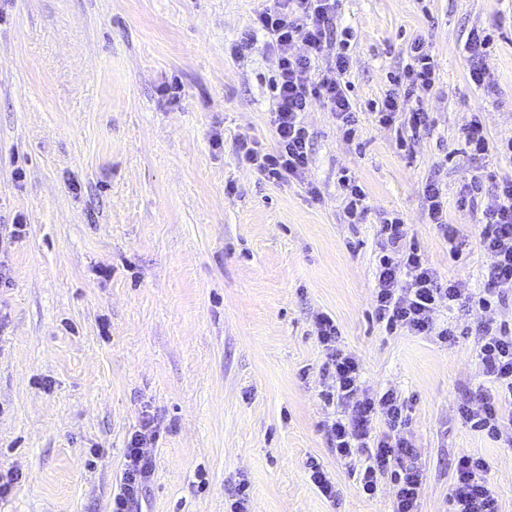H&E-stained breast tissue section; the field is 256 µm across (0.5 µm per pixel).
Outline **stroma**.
Returning a JSON list of instances; mask_svg holds the SVG:
<instances>
[{"label":"stroma","instance_id":"stroma-1","mask_svg":"<svg viewBox=\"0 0 512 512\" xmlns=\"http://www.w3.org/2000/svg\"><path fill=\"white\" fill-rule=\"evenodd\" d=\"M272 0H10L0 15V512H110L129 438L157 417L142 512H227L245 484L251 512H390L381 482L364 495L337 459L321 392L318 314L372 391L394 390L421 451V512H448L458 455L490 460L500 512H512V448L462 424L482 386L473 330L485 312L442 319L441 343L391 333L373 313L385 215L403 219L442 280L484 284L476 210L457 200L471 175L512 178V27L488 61L493 92L468 79L472 29L512 17V0H339L353 31L349 79L360 113L346 141L313 103L303 180L275 183L239 163L240 139L270 151L276 60L231 44ZM438 65L425 92L432 129L379 125L370 105L413 40ZM178 81L171 100L161 93ZM479 120L489 153L460 130ZM367 194L359 223L342 177ZM441 184L460 258L426 216ZM320 198H311L308 185ZM24 218L15 229V218ZM318 458L336 497L311 484Z\"/></svg>","mask_w":512,"mask_h":512}]
</instances>
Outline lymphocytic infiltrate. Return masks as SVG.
<instances>
[{
    "label": "lymphocytic infiltrate",
    "instance_id": "obj_1",
    "mask_svg": "<svg viewBox=\"0 0 512 512\" xmlns=\"http://www.w3.org/2000/svg\"><path fill=\"white\" fill-rule=\"evenodd\" d=\"M260 36L266 37L268 48L277 56L276 74L270 83L277 146L275 151L263 152L243 140L237 153L242 164L274 181L297 180L304 175L311 156L303 112L313 103H321L347 136L355 135L359 124L347 78L350 56L337 44L336 0H273L234 44L233 56H244ZM436 76V62L425 43L412 42L405 67L378 106V123L391 126L402 119L413 136L428 133L432 120L420 94L434 87ZM492 188L496 202L483 209L479 219L480 243L490 264L485 285L477 291L457 281L444 282L424 254L407 244L403 221H384L374 312L387 330L434 336L447 343L454 341L457 330L438 322L439 308L460 305L490 311L502 304L506 289L512 288V179L493 183ZM315 329L325 351L322 374L329 381L322 397L340 409L329 430L337 457L350 459L355 451L368 449L358 474L362 492L375 495L382 478H389L392 512H419L423 473L419 451L404 430L403 403L394 391L374 393L365 387L360 362L338 345L340 331L335 319L318 315ZM479 334L477 357L491 388L480 392L476 403H462L459 415L472 430L495 440L502 436L503 409L512 406V327L490 319L481 322ZM380 420L386 425L382 432L375 429ZM157 438V418L143 416L126 448L112 512H139L153 475L146 447ZM490 471L489 462L482 457H458L448 493L450 512H499Z\"/></svg>",
    "mask_w": 512,
    "mask_h": 512
}]
</instances>
